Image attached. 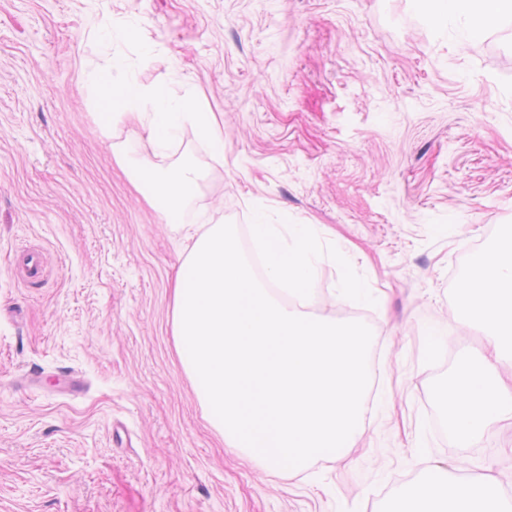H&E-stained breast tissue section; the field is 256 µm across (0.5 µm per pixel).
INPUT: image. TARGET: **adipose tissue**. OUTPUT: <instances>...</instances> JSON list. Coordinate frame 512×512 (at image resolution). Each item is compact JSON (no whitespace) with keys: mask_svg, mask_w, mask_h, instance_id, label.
Instances as JSON below:
<instances>
[{"mask_svg":"<svg viewBox=\"0 0 512 512\" xmlns=\"http://www.w3.org/2000/svg\"><path fill=\"white\" fill-rule=\"evenodd\" d=\"M418 10L444 25L477 35L502 16L512 14V0H414ZM85 82L93 95L103 129L122 120L149 130L158 146L174 142L186 125H193L201 140L212 146L215 163L224 161V140L209 113L203 112L192 92L177 93L171 83H142L128 72L122 59L112 69L90 70ZM201 171L190 164L170 172L145 166L136 180L150 203L167 223L181 219L183 206L199 188ZM496 479L485 468L461 481L447 471L430 467L397 496L392 512H512V499L501 498Z\"/></svg>","mask_w":512,"mask_h":512,"instance_id":"ef3b65f1","label":"adipose tissue"}]
</instances>
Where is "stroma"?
Wrapping results in <instances>:
<instances>
[{
  "label": "stroma",
  "mask_w": 512,
  "mask_h": 512,
  "mask_svg": "<svg viewBox=\"0 0 512 512\" xmlns=\"http://www.w3.org/2000/svg\"><path fill=\"white\" fill-rule=\"evenodd\" d=\"M136 24L126 43L103 28ZM176 76L214 113L224 162L186 126L99 124L88 69ZM204 178L166 223L136 168ZM315 224L380 299L340 296L323 257L310 315L366 313L379 383L360 432L303 471L224 445L177 354L169 283L185 225ZM512 222V18L469 40L413 0H0V512H387L430 466H487L512 496V426L470 447L432 382L480 337L455 321L464 261ZM34 247L43 277L17 276ZM28 371H75L70 399Z\"/></svg>",
  "instance_id": "stroma-1"
}]
</instances>
